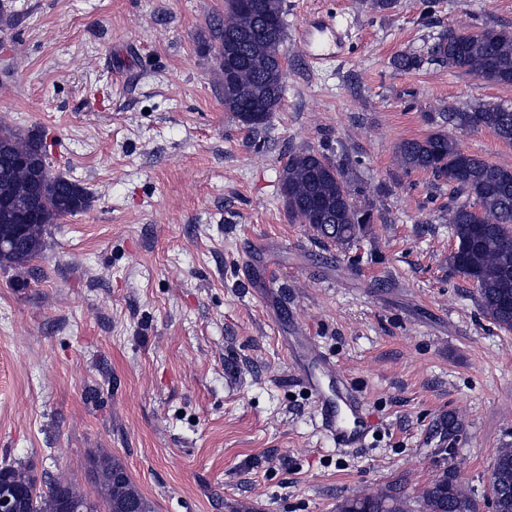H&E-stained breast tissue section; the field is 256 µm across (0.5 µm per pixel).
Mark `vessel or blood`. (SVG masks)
Wrapping results in <instances>:
<instances>
[{
    "label": "vessel or blood",
    "mask_w": 512,
    "mask_h": 512,
    "mask_svg": "<svg viewBox=\"0 0 512 512\" xmlns=\"http://www.w3.org/2000/svg\"><path fill=\"white\" fill-rule=\"evenodd\" d=\"M303 40L309 46L312 62L323 64L339 57L344 35L330 19L311 20L303 30ZM312 373L303 375L302 382L314 395L324 432L337 447H362L369 434L364 410V398L348 375L326 358L310 354Z\"/></svg>",
    "instance_id": "obj_1"
}]
</instances>
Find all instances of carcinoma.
Masks as SVG:
<instances>
[{
	"mask_svg": "<svg viewBox=\"0 0 512 512\" xmlns=\"http://www.w3.org/2000/svg\"><path fill=\"white\" fill-rule=\"evenodd\" d=\"M284 0H224V18L211 25V51L224 62L227 43L238 41V52L224 74V111L242 122L257 138L268 120L245 123L247 112L277 111L284 92L280 60L283 48ZM456 69L495 85H512V29L484 27L466 36L450 30L441 34L427 56L404 51L391 67L409 72L425 60ZM457 129L477 126L512 143V103L482 104L444 116ZM44 135L23 133L0 125V198L11 197V216L0 210V266H26L45 250L49 224H59L90 206L80 184L51 171ZM396 161L407 171H423L448 184V227L456 251L449 260L455 271L471 281L480 306L490 322L512 329V165L488 162L464 150L447 131L422 139L402 141ZM280 193L288 218L306 224L321 240L341 246L359 241L370 232L372 214L353 202L344 169L323 154L302 150L289 156L280 174ZM36 195V226L26 242L7 244L10 225L28 208V188ZM96 496L90 497L61 477L41 482L22 463L0 467V490L14 494L15 512H62L64 500L77 502L84 512H154L115 456L93 459ZM491 488L494 512H512V448L497 449ZM421 512H478L477 504L454 469L445 468L420 491ZM336 512H413L412 501L394 485L374 493L341 500Z\"/></svg>",
	"mask_w": 512,
	"mask_h": 512,
	"instance_id": "obj_1",
	"label": "carcinoma"
}]
</instances>
